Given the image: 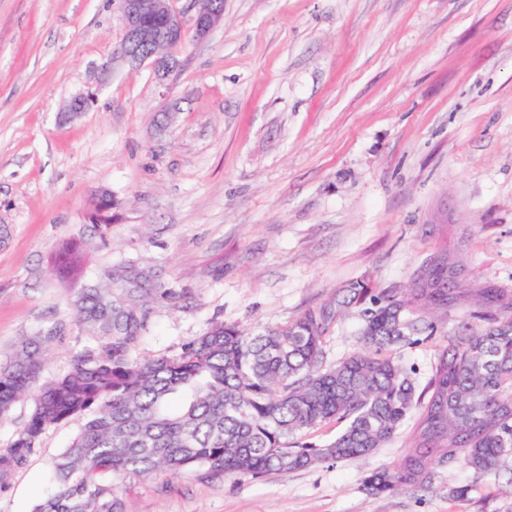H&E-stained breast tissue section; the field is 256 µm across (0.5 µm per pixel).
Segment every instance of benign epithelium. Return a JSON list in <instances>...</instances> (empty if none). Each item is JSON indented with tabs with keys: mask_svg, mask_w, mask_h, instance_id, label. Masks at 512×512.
Returning <instances> with one entry per match:
<instances>
[{
	"mask_svg": "<svg viewBox=\"0 0 512 512\" xmlns=\"http://www.w3.org/2000/svg\"><path fill=\"white\" fill-rule=\"evenodd\" d=\"M124 23L120 57L132 66L149 63L160 80L177 70L174 52L146 53L157 45L181 46L186 38L201 42L224 22V0H193L192 14L174 7L172 0H118Z\"/></svg>",
	"mask_w": 512,
	"mask_h": 512,
	"instance_id": "obj_1",
	"label": "benign epithelium"
}]
</instances>
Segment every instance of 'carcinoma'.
<instances>
[{"label":"carcinoma","instance_id":"carcinoma-1","mask_svg":"<svg viewBox=\"0 0 512 512\" xmlns=\"http://www.w3.org/2000/svg\"><path fill=\"white\" fill-rule=\"evenodd\" d=\"M114 207L109 194L92 203V227L111 225ZM82 261L68 243L54 257L64 278ZM463 272L444 251L408 289L352 282L283 326L214 324L176 354L140 358L133 350L155 304L174 305L180 294L132 261L106 271L69 302L99 349L50 378L36 338L0 362V417L37 392L17 438L0 448V473L23 465L46 429L74 421L80 432L53 462V491L36 512H129L114 478H259L370 454L415 403V383L392 351L434 336L439 320L464 306L474 322L459 321L438 350L407 453L363 487L370 495L425 489L438 466L454 462L479 473L507 464L512 473V291L471 288ZM350 312L362 348L329 362L327 340ZM331 421L344 424L334 439L304 440Z\"/></svg>","mask_w":512,"mask_h":512}]
</instances>
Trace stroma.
Wrapping results in <instances>:
<instances>
[{
    "instance_id": "1",
    "label": "stroma",
    "mask_w": 512,
    "mask_h": 512,
    "mask_svg": "<svg viewBox=\"0 0 512 512\" xmlns=\"http://www.w3.org/2000/svg\"><path fill=\"white\" fill-rule=\"evenodd\" d=\"M123 36L113 0H0V358L57 322L45 376L96 348L70 298L130 260L182 295L157 304L146 357L215 323L286 324L354 281L411 287L445 249L471 287L512 290V0H224L223 26L179 49L163 84L117 58ZM87 92L90 110L65 119ZM102 189L118 207L94 238ZM68 241L85 259L64 281L51 258ZM452 330L396 350L417 390ZM412 427L285 475L117 487L130 512H512L505 469L444 465L429 489L367 494ZM78 431L41 436L0 512H33Z\"/></svg>"
}]
</instances>
